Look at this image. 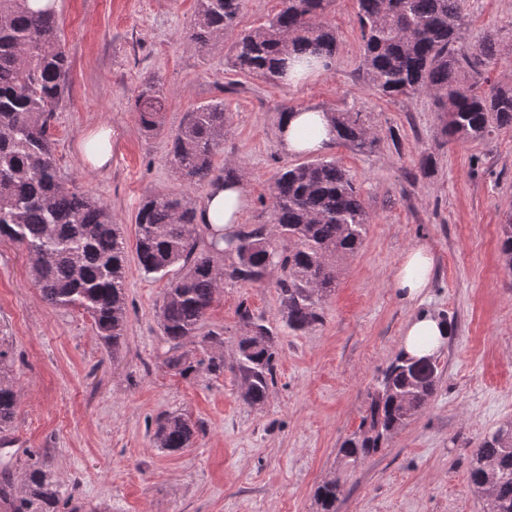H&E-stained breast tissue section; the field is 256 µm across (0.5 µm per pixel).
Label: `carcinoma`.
Returning a JSON list of instances; mask_svg holds the SVG:
<instances>
[{"label":"carcinoma","mask_w":512,"mask_h":512,"mask_svg":"<svg viewBox=\"0 0 512 512\" xmlns=\"http://www.w3.org/2000/svg\"><path fill=\"white\" fill-rule=\"evenodd\" d=\"M330 0H283L266 24L239 34L231 47V66L244 74L282 79L284 56L332 66L336 31L323 16ZM358 25L364 51L362 69L369 85L384 96L425 91L445 115L448 136L482 140L494 130L512 127V79L479 91L484 72L497 64L491 40L471 56L456 47L465 26L464 0H358ZM244 0H198L197 21L189 41L199 47L234 28ZM53 8L33 10L29 0H0V237L23 245L31 259L30 276L45 301L76 308L93 320L104 344L116 351L127 318L125 273L128 254L118 225L101 202L69 186L53 155L50 128L68 87L69 63L58 40ZM165 96L150 80L135 96V112L149 131L160 125ZM335 140L363 151L375 144L360 112H332ZM224 102L186 113L171 135L168 163L190 185L238 179L215 168L222 149ZM278 245L263 225L227 238L198 224L186 196L160 193L146 198L136 215L135 253L143 274L168 279L159 327L168 344L165 363L181 375L194 365L180 352L191 337L210 346L224 343L223 333L205 329L207 315L224 281L262 283L278 267L277 282L288 327L303 330L322 320L317 300L336 287V258L357 251L370 218L352 178L333 158H316L284 167L270 195ZM500 251L512 272V222L501 225ZM231 260H225V256ZM181 266L180 272L172 268ZM238 341L236 368L242 398L265 404L275 365L274 337L248 309ZM0 338V433L15 421L18 393L10 379L9 351ZM438 362L397 357L372 395L355 432L339 448L345 465H362L385 447L432 398ZM197 427L179 415L156 424V447L174 453L189 447ZM491 467L499 512H512V421L485 437L473 454L472 485L480 486ZM0 465V507L4 512H57L60 490L40 467L26 474L24 494L16 493ZM320 512H337V484L318 487Z\"/></svg>","instance_id":"1"}]
</instances>
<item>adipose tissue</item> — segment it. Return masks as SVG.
I'll list each match as a JSON object with an SVG mask.
<instances>
[{
  "mask_svg": "<svg viewBox=\"0 0 512 512\" xmlns=\"http://www.w3.org/2000/svg\"><path fill=\"white\" fill-rule=\"evenodd\" d=\"M279 135L283 148L291 154L319 153L334 138L328 116L316 109L283 114ZM247 202L243 182L213 183L197 206V221L224 230L225 234H235ZM433 266V256L426 246L418 245L405 253L393 277V285L401 299L412 302L422 295L430 284ZM450 334L446 320L424 309L407 323L399 351L404 357L415 360L428 358L446 345Z\"/></svg>",
  "mask_w": 512,
  "mask_h": 512,
  "instance_id": "obj_1",
  "label": "adipose tissue"
}]
</instances>
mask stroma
Listing matches in <instances>:
<instances>
[{
  "label": "stroma",
  "mask_w": 512,
  "mask_h": 512,
  "mask_svg": "<svg viewBox=\"0 0 512 512\" xmlns=\"http://www.w3.org/2000/svg\"><path fill=\"white\" fill-rule=\"evenodd\" d=\"M281 7L282 0H245L236 32L198 48L187 42L197 0H60L58 36L70 68L53 121L56 163L65 181L109 208L127 251L146 197L174 192L197 203L205 193L166 161L172 131L197 106L224 103L227 128L214 164L245 184V227L271 225L274 178L299 161L279 140L283 112H362L377 143L361 152L334 142L324 152L360 187L370 223L360 249L336 261V288L318 301L321 322L289 328L280 269L260 285L225 282L207 319L224 333L217 375L201 367L184 377L165 364L158 317L166 282L144 276L136 260L126 268L123 342L110 353L88 315L42 299L26 252L0 240V336L10 341L20 396L14 444L0 448V461L10 462L16 482L33 464L51 471L65 499L59 512H320L315 491L333 479L338 512H486L469 470L483 438L512 421V275L499 252L500 227L512 214V128L458 143L430 94H377L361 67L357 0L327 8L338 48L326 74L287 84L234 71L227 57L237 31ZM464 13L465 52H478L490 36L501 50L486 80L512 75V0H465ZM146 79L166 96L153 132L134 112ZM102 125L112 129V163L93 169L84 138ZM427 157L434 167L425 174ZM419 244L435 265L418 306L399 298L393 272ZM422 308L451 328L437 355L436 392L386 448L348 468L339 448ZM245 309L275 337L274 383L260 408L242 400L234 366ZM172 413L199 431L170 454L153 433Z\"/></svg>",
  "instance_id": "stroma-1"
}]
</instances>
